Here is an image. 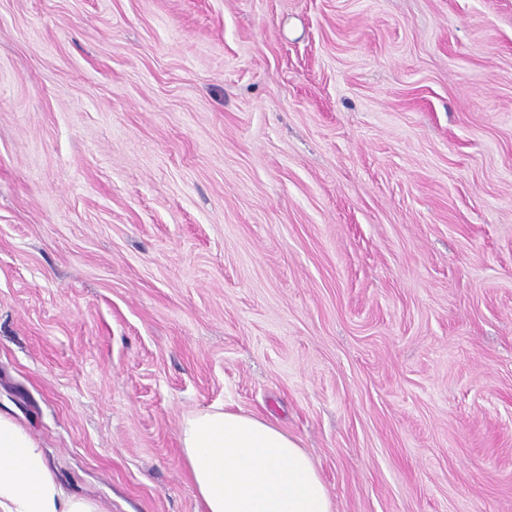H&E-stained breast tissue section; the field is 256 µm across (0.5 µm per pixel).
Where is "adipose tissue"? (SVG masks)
Segmentation results:
<instances>
[{"instance_id":"obj_1","label":"adipose tissue","mask_w":512,"mask_h":512,"mask_svg":"<svg viewBox=\"0 0 512 512\" xmlns=\"http://www.w3.org/2000/svg\"><path fill=\"white\" fill-rule=\"evenodd\" d=\"M184 459L207 512H334L298 442L268 420L211 407L180 430ZM0 512H102L65 494L29 430L0 409Z\"/></svg>"}]
</instances>
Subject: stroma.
I'll return each mask as SVG.
<instances>
[{
  "label": "stroma",
  "mask_w": 512,
  "mask_h": 512,
  "mask_svg": "<svg viewBox=\"0 0 512 512\" xmlns=\"http://www.w3.org/2000/svg\"><path fill=\"white\" fill-rule=\"evenodd\" d=\"M4 406L103 512L211 406L512 512V0H0Z\"/></svg>",
  "instance_id": "stroma-1"
}]
</instances>
